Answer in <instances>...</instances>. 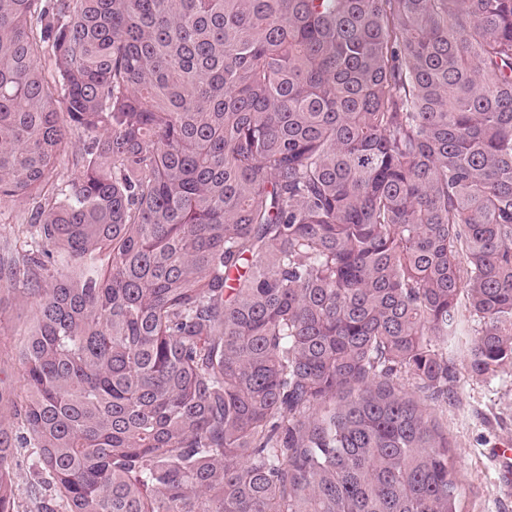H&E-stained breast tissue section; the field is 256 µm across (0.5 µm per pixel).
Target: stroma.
I'll return each instance as SVG.
<instances>
[{"mask_svg": "<svg viewBox=\"0 0 512 512\" xmlns=\"http://www.w3.org/2000/svg\"><path fill=\"white\" fill-rule=\"evenodd\" d=\"M29 204L0 202V246L9 244L15 258L25 253L23 232ZM30 310L17 292L0 287V382L19 386L23 373V331ZM448 355L456 372L454 398L438 415L448 429L463 483L465 512H512V494L499 489L491 449L512 445V368L489 378L470 374L462 346Z\"/></svg>", "mask_w": 512, "mask_h": 512, "instance_id": "obj_1", "label": "stroma"}]
</instances>
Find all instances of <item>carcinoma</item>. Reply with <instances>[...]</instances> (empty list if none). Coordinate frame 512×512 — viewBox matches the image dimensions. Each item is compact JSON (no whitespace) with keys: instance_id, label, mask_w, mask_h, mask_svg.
I'll use <instances>...</instances> for the list:
<instances>
[{"instance_id":"obj_1","label":"carcinoma","mask_w":512,"mask_h":512,"mask_svg":"<svg viewBox=\"0 0 512 512\" xmlns=\"http://www.w3.org/2000/svg\"><path fill=\"white\" fill-rule=\"evenodd\" d=\"M18 198L0 512H462L433 412L460 337L512 368V0H0ZM7 288L5 284L0 287V379L6 385L19 387L23 373L22 334L30 310L18 292ZM10 470L13 473L18 499L24 503L27 498V489L35 478V470L31 466L29 453L21 450L10 461Z\"/></svg>"}]
</instances>
